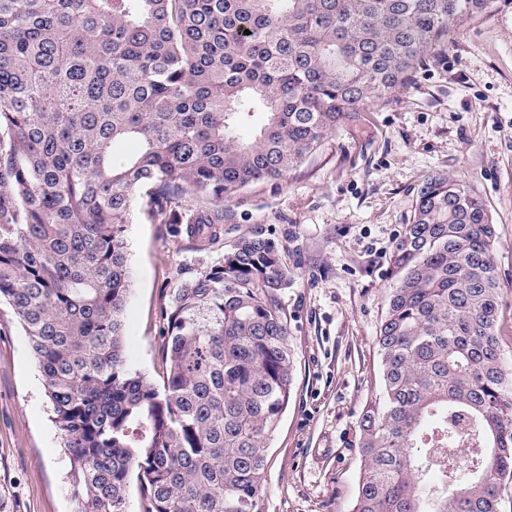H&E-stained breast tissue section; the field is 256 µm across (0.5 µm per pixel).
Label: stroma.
Instances as JSON below:
<instances>
[{"label":"stroma","instance_id":"stroma-1","mask_svg":"<svg viewBox=\"0 0 512 512\" xmlns=\"http://www.w3.org/2000/svg\"><path fill=\"white\" fill-rule=\"evenodd\" d=\"M435 174L461 179L496 226L497 331L512 366V0L450 31L406 88L347 113L284 179L226 201L218 243L133 211L126 348L151 382L165 369L161 309L182 279L255 234L276 242L293 274L278 296L294 350L292 391L269 441L261 512H352L358 423L381 393L376 336L393 285L390 257ZM66 470L27 338L0 305V512H75Z\"/></svg>","mask_w":512,"mask_h":512}]
</instances>
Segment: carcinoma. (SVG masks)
<instances>
[{
    "label": "carcinoma",
    "mask_w": 512,
    "mask_h": 512,
    "mask_svg": "<svg viewBox=\"0 0 512 512\" xmlns=\"http://www.w3.org/2000/svg\"><path fill=\"white\" fill-rule=\"evenodd\" d=\"M495 2L0 0V303L40 368L75 512H129L134 483L146 512H259L291 396L289 272L261 235L170 295L162 387L132 367L135 203L216 239L224 200L284 178ZM127 140L138 151L115 158ZM187 193L197 206L177 209ZM496 237L479 195L429 177L392 253L353 512H500L512 380ZM462 447L465 470L442 461Z\"/></svg>",
    "instance_id": "cac0c4a2"
}]
</instances>
